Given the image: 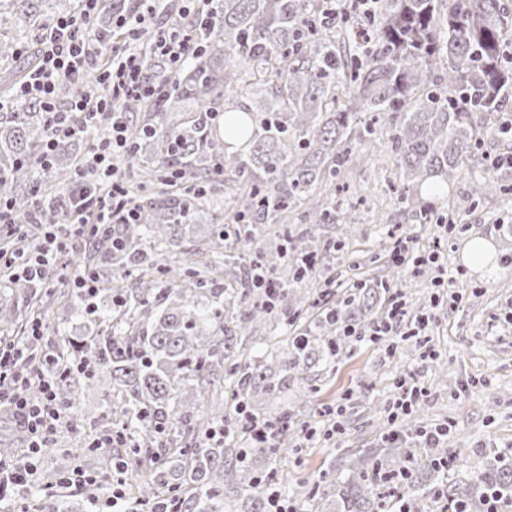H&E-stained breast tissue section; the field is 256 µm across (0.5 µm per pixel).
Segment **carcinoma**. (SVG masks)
Returning <instances> with one entry per match:
<instances>
[{
	"instance_id": "1",
	"label": "carcinoma",
	"mask_w": 512,
	"mask_h": 512,
	"mask_svg": "<svg viewBox=\"0 0 512 512\" xmlns=\"http://www.w3.org/2000/svg\"><path fill=\"white\" fill-rule=\"evenodd\" d=\"M214 18L187 23L193 50L172 77L165 75L159 101L129 100L141 112L131 130L138 182L127 189L139 221L120 224L116 237L103 236L83 251L86 266H108L102 288L87 300L68 297L71 313L98 327L81 343L58 348L59 364L76 359L87 372L60 381L62 398L79 409L80 378L103 374L112 380L105 414L133 432L137 447L117 457L126 475L153 462L151 490L134 498L145 512L162 500L174 512H267L268 495L279 486L275 465L295 451L284 427L268 444L243 441L241 409L260 393L276 397L288 375L329 368L349 353L348 326L369 324L387 313L381 303L389 288L413 287L399 271H388L370 288L329 298L313 314L310 282L332 287V266L374 264L372 249L318 253L317 224L341 218L354 237L351 211L336 213V178L379 139L388 137L401 171L396 193L434 210L422 189L452 183L462 173L480 137L507 138L497 123L478 129L474 117L504 111L512 88V64L505 61L512 33V9L504 0H373L369 17L347 3L325 17L322 0H222ZM58 13L53 0H0V61L17 58V47L40 37ZM146 72L160 71L148 41L140 51ZM25 72L0 68V197L13 206L18 224L32 221L36 203V160L46 140L44 107L10 91ZM178 112L190 116L176 117ZM224 130L245 142L230 152L213 130L218 113ZM69 141L55 150L48 183L67 184ZM230 191L221 198L220 187ZM498 168L471 179V196L500 192ZM294 212L301 227L282 229L275 251L261 242L265 227ZM209 215L210 224L198 223ZM221 266L241 267L244 277L224 282L212 277ZM257 275H275L278 295L270 299L253 286ZM43 295L27 296L25 314L0 306V334L23 338L28 323L50 318ZM296 334L282 349L242 356L238 344L252 337L263 345L279 328ZM221 421L224 439L208 438ZM269 461L259 473L255 456ZM375 462L361 458L351 482L336 481L304 494L310 512H378L383 507L368 483ZM423 477L412 473L405 485L410 507L424 496ZM491 487L512 489L505 465L458 487L448 500L475 505ZM43 512H72L68 497L43 502Z\"/></svg>"
}]
</instances>
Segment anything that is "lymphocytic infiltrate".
<instances>
[{
    "label": "lymphocytic infiltrate",
    "instance_id": "1",
    "mask_svg": "<svg viewBox=\"0 0 512 512\" xmlns=\"http://www.w3.org/2000/svg\"><path fill=\"white\" fill-rule=\"evenodd\" d=\"M99 2L82 0L80 15L52 22L41 43L38 67L16 92L17 98L42 103L49 116L51 134L44 157H51L58 140L83 136L86 121H97L101 131L98 144L74 172V189L60 193L52 202H38L37 210L45 220L38 246L20 254L0 251V267L10 268L16 282H43L73 243L85 244L96 236L111 233L116 220L131 224L138 218L116 176L120 159L133 153V144L121 120V109L129 99L161 96L160 87L145 76L136 47L141 24L145 18L155 15L161 0H138L135 16L120 15L113 19L112 24L121 31L123 42L103 52L93 48L87 39V27ZM103 53L108 56V64L100 67L99 79L106 90L105 96L92 100L78 95L66 109H57L59 83L65 79L78 80L88 69L98 67V57ZM29 336L41 345L47 363L44 369L27 368L30 354L26 347L0 344V406L12 409L26 437L22 456L0 457V486L12 488L21 495L37 480L41 450L51 447L70 415V407L58 390L62 374L55 367L56 350L44 343L42 323H33ZM31 385L37 387V397L28 396L27 388ZM397 389L389 416L391 429L383 437L390 446L399 441L412 406L426 394L424 388L408 377L400 379Z\"/></svg>",
    "mask_w": 512,
    "mask_h": 512
}]
</instances>
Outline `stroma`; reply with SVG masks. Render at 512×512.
I'll use <instances>...</instances> for the list:
<instances>
[{"mask_svg":"<svg viewBox=\"0 0 512 512\" xmlns=\"http://www.w3.org/2000/svg\"><path fill=\"white\" fill-rule=\"evenodd\" d=\"M396 166L387 144L357 162L344 180L361 203L356 211L361 238L351 249L374 248L398 233L428 247L434 225L420 223L395 193ZM508 194L496 201L468 199L469 180L461 178L434 196L446 204L455 229L448 236V249L438 266L425 267L417 278L424 297L436 293L434 279L446 270L453 302L433 311L434 322L421 336H388L378 343L354 345L332 368H313L298 374L287 394L276 399L258 395L255 407L275 416L289 410L295 424H310L331 430V409L342 408V428L314 447L302 450L280 466L282 494L293 499L305 484L319 482L328 471L349 476L350 459L361 450H372L383 464L402 459L410 468L432 471L424 448H408L395 455L382 446L390 425L387 416L375 415V404L392 401L400 377L412 376L426 391L408 421L412 428H449L444 446L448 469L435 472L436 489L470 483L479 472L506 463L512 447V265L503 263L512 255V168L501 171ZM490 245L481 263L469 261L473 241ZM317 386L311 400H301L304 385ZM105 378L87 385L81 395L78 429H64L53 453L43 455V474L57 475L78 467L97 473L99 457L86 447L73 444L97 434L96 423L104 412Z\"/></svg>","mask_w":512,"mask_h":512,"instance_id":"stroma-1","label":"stroma"}]
</instances>
